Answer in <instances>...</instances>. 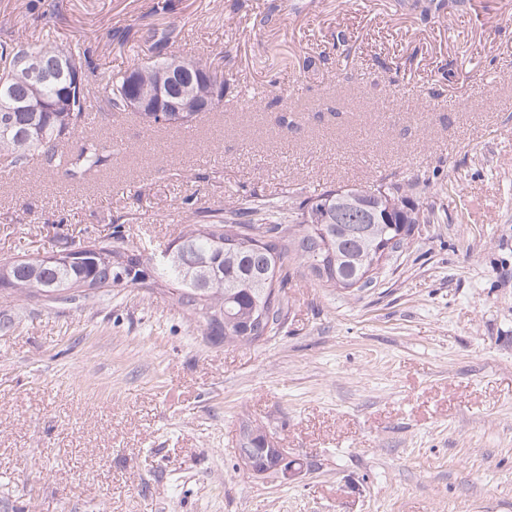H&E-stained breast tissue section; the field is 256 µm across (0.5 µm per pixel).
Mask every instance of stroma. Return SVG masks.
Masks as SVG:
<instances>
[{
    "instance_id": "1",
    "label": "stroma",
    "mask_w": 512,
    "mask_h": 512,
    "mask_svg": "<svg viewBox=\"0 0 512 512\" xmlns=\"http://www.w3.org/2000/svg\"><path fill=\"white\" fill-rule=\"evenodd\" d=\"M0 0V42L89 48V85L172 49L222 68L193 138L100 109L112 155L0 176V256L176 239L232 198L429 180L376 287L296 277L288 322L224 347L143 288L0 299V512H512V0ZM305 462L238 463L244 419Z\"/></svg>"
}]
</instances>
